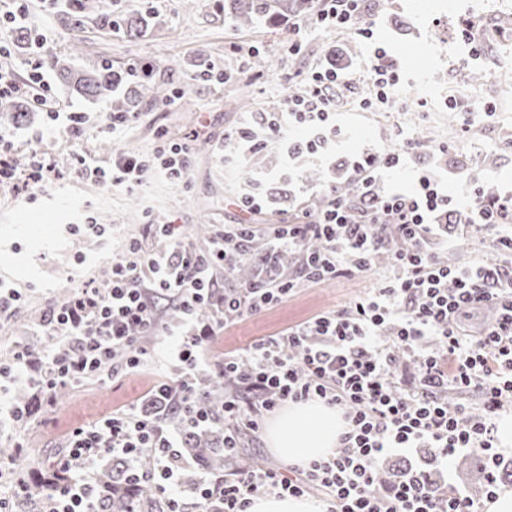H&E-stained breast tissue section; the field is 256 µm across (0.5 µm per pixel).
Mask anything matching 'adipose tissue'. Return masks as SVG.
<instances>
[{"label":"adipose tissue","instance_id":"1","mask_svg":"<svg viewBox=\"0 0 512 512\" xmlns=\"http://www.w3.org/2000/svg\"><path fill=\"white\" fill-rule=\"evenodd\" d=\"M344 431L336 409L318 402L291 403L266 425L264 438L283 463L304 465L329 456Z\"/></svg>","mask_w":512,"mask_h":512}]
</instances>
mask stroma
<instances>
[{
	"mask_svg": "<svg viewBox=\"0 0 512 512\" xmlns=\"http://www.w3.org/2000/svg\"><path fill=\"white\" fill-rule=\"evenodd\" d=\"M82 15L55 8L50 0H32L28 27L46 32L51 42L38 59L40 71L50 81L53 96L66 111L96 115L100 105L72 95L57 78L55 59L72 57L76 67L87 68L100 59L126 69L149 61L153 76L175 85L191 84V97L174 104L161 101L140 112L129 129L117 134L89 128L80 140L82 152L101 164L113 153H153L161 138L191 146L186 183L155 179L138 190L108 187L78 177L25 200L0 192V284L21 292L23 299L13 316L0 319V363L9 364L16 339L32 333V324L54 298L74 292L86 281H102L108 262L125 239L140 234L147 224H181L219 227L241 220L237 197L259 191L267 199L252 222L261 233L288 223L299 206L319 192L306 182L305 167L320 168L325 181H341L351 156L357 152L404 150L406 165L396 180L410 184L414 171L424 169L447 183L453 211L461 218L469 212L459 201L467 191L459 174L438 166L440 156L463 159L465 171L492 183L495 192H512V120L501 110L495 95L502 46L480 44L479 57H471L461 36L466 19L493 27L498 17L512 16V0H370L367 19L373 38L357 34L306 29L299 55L288 53L289 27L263 24L239 29L215 11L213 0H92ZM149 7L156 24L144 37L129 40L113 30V19L129 10ZM388 49L400 62L407 95L427 88L440 114L468 113L471 103L492 107V115L469 113L466 137L443 134L439 126L410 121L403 112L341 110L333 116L342 134L329 151L292 158L286 149L271 146L251 152L234 137V129L282 99L287 90L280 82L288 73L304 74L312 66L335 67L356 77L360 95L368 93L370 56L374 45ZM252 47L274 56L276 65L261 70L245 64L240 47ZM227 71L225 84L199 79L204 66ZM250 102L248 112L227 106L228 98ZM21 126L0 119V130L10 133L19 158H26L29 143L41 145L58 165L71 156L65 129L47 133L45 112L31 109ZM235 162L225 165V154ZM249 177H242V169ZM492 236L479 229L477 236H462L458 224H444L438 251L467 266L482 257ZM392 268L386 263L350 279H335L300 288L285 302L238 325L218 332L210 345L212 356L246 347L253 339L302 322L311 316L342 307L374 288ZM143 368L110 382L94 381L71 389L55 407L41 410L23 428L0 432V445L25 440L19 457L20 472L48 468L65 453V434L73 426L136 405L147 410L149 391L156 379H175L176 368L168 356L167 339L149 344Z\"/></svg>",
	"mask_w": 512,
	"mask_h": 512,
	"instance_id": "stroma-1",
	"label": "stroma"
}]
</instances>
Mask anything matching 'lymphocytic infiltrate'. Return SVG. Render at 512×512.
<instances>
[{
  "label": "lymphocytic infiltrate",
  "mask_w": 512,
  "mask_h": 512,
  "mask_svg": "<svg viewBox=\"0 0 512 512\" xmlns=\"http://www.w3.org/2000/svg\"><path fill=\"white\" fill-rule=\"evenodd\" d=\"M307 22L294 23L290 54H299L305 26L346 32L367 10V0H314ZM303 91L284 96L257 125L239 128L252 149L286 141L289 154L313 149L314 143L286 139V119L328 121L352 80L335 68L316 67L302 79ZM370 94L361 108L381 104L398 109L405 94L397 69L384 48H374ZM32 98L45 107L51 122L66 126L80 140L88 118L82 112H61L51 101V86L41 73L28 81L0 69V98ZM190 146L162 141L150 156L116 153L109 167L72 152L63 169L31 148L19 163L5 133L0 132V185L14 195L33 197L47 185L69 176L138 189L163 176L184 181ZM401 154L367 153L351 164L352 190L322 188V212L301 208L297 220L260 237L255 225L242 221L214 232L206 248H197L178 225L165 232L169 247L150 248L148 234L127 240L110 264L108 287L85 283L56 300L36 324L39 335L54 343L40 358L18 350L0 376L31 389L52 404L58 388L100 383L138 369L147 354L141 337L165 332L171 355L183 366L178 381L159 380L152 396L162 402L190 403L191 382L207 374L224 383V445L238 447L243 433L259 434L265 415L282 405L320 402L338 409L347 431L330 457L314 460L287 477L274 468H240L223 477H200L196 500L218 505L220 512H245L252 498L273 493L302 497L319 491L322 512H478L479 505L457 487L432 488L419 471H408L396 483H383L378 463L392 453L431 449V463L447 466L457 453H480L497 467L496 421L512 413V194L486 199L480 188L470 192L471 221L492 226L497 236L492 254L461 267L440 259L435 215L446 214L449 199L429 172H419L416 188L407 192L381 189L385 174L400 169ZM397 242L392 276L350 305L321 313L254 341L247 349L211 359L207 344L216 328L286 300L299 287L328 278H347L367 270L381 231ZM237 240L238 256L256 246L296 254V272L280 281L245 288L218 287L215 271H233L227 260V236ZM324 243L321 253L307 251L308 241ZM166 300L181 322H165L158 309ZM216 301V323L199 324L196 310ZM495 309L492 324L471 329L464 320L473 311ZM433 352H425L428 339ZM462 400L449 404L448 396ZM476 395L478 407L468 397ZM68 452L56 464L61 482L45 512H98L95 469L104 454L121 458L128 473L151 482L165 500L167 512H184L182 475L175 463L177 440L135 407L110 413L73 427Z\"/></svg>",
  "instance_id": "1"
}]
</instances>
